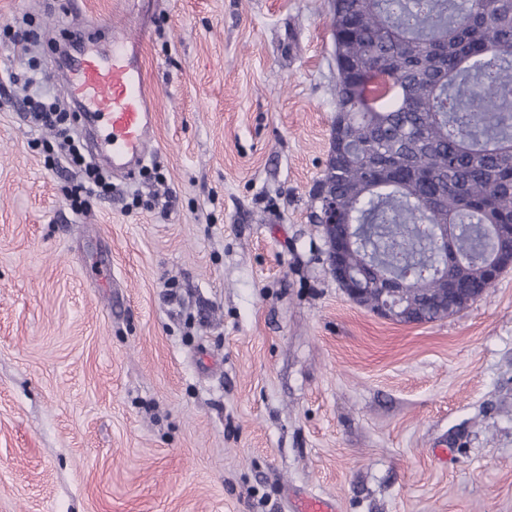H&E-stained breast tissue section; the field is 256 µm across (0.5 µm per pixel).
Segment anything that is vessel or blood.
<instances>
[{
	"instance_id": "vessel-or-blood-1",
	"label": "vessel or blood",
	"mask_w": 512,
	"mask_h": 512,
	"mask_svg": "<svg viewBox=\"0 0 512 512\" xmlns=\"http://www.w3.org/2000/svg\"><path fill=\"white\" fill-rule=\"evenodd\" d=\"M145 36L141 28L115 33L110 54L74 56L66 79L68 97L97 135L98 157L128 176L149 157L154 142L156 113L140 53Z\"/></svg>"
}]
</instances>
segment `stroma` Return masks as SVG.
I'll return each mask as SVG.
<instances>
[{"label": "stroma", "instance_id": "35a3bbf8", "mask_svg": "<svg viewBox=\"0 0 512 512\" xmlns=\"http://www.w3.org/2000/svg\"><path fill=\"white\" fill-rule=\"evenodd\" d=\"M1 24L32 36L0 33V86L37 71L64 110L72 55L147 28L157 125L75 212L83 168L0 107V512H512V268L425 325L328 271L327 0H0Z\"/></svg>", "mask_w": 512, "mask_h": 512}]
</instances>
